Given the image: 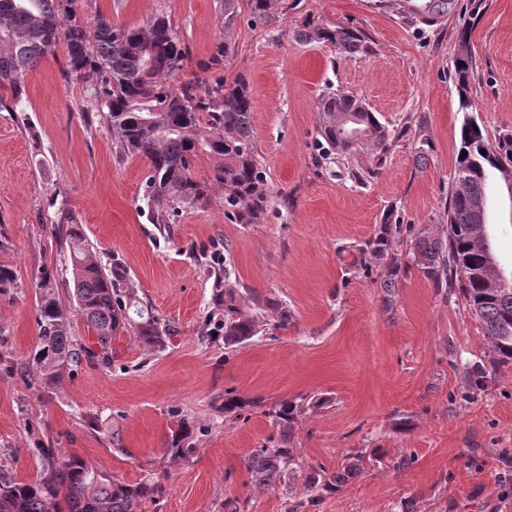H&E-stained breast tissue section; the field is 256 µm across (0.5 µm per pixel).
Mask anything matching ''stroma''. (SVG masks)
I'll list each match as a JSON object with an SVG mask.
<instances>
[{
	"instance_id": "obj_1",
	"label": "stroma",
	"mask_w": 512,
	"mask_h": 512,
	"mask_svg": "<svg viewBox=\"0 0 512 512\" xmlns=\"http://www.w3.org/2000/svg\"><path fill=\"white\" fill-rule=\"evenodd\" d=\"M402 2L280 0L275 20L256 26L248 0L229 25L224 0H76L88 26L168 17L188 47L183 79H248L270 204L261 223L235 224L216 190L173 223H151L145 161L124 155L87 92L65 82L62 56L26 76L23 111H0V264L22 288L0 298V360H24L36 343L44 271L75 342L96 344L73 310L64 211L175 334L160 353L118 336L112 366L82 364L51 391L0 370V459L18 479L39 475L32 448L42 439L123 482H161L165 494L146 512H224L228 497L248 512H285L308 468L331 472L358 453L362 474L305 512H512V363L492 368L482 322L411 249L447 221L464 119L454 74L462 29L476 62L472 116L490 141L512 133V0H452L430 23ZM305 24L356 30L367 50L301 41ZM222 46L229 54L213 65ZM336 90L368 103L391 132L385 156L359 151V166L374 171L362 182L319 155L317 104ZM495 187L490 233L512 269V190ZM217 258L238 291L287 303V329L230 349L207 335L205 271ZM483 367L479 390L469 376ZM228 391L239 414L219 409ZM303 397L319 405L295 425L300 469L290 487L255 489L247 454L278 440L272 408ZM181 418L194 435L173 465L164 448Z\"/></svg>"
}]
</instances>
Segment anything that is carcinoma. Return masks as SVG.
<instances>
[{
  "mask_svg": "<svg viewBox=\"0 0 512 512\" xmlns=\"http://www.w3.org/2000/svg\"><path fill=\"white\" fill-rule=\"evenodd\" d=\"M74 0H0V111L23 108L25 77L58 47L65 48L63 73L79 80L94 99L124 153L147 161L146 198L156 207L153 223L167 224L180 208L207 202L211 192H224V214L236 224L260 223L269 207L266 172L259 159L251 123L254 99L248 81L238 76L226 83L217 78L181 80L186 48L170 19L158 16L137 28L117 27L101 16L89 31L70 18ZM252 23L275 19L277 0H248ZM297 36L328 43L341 53L365 51L360 34L345 27H305ZM469 33H461L462 52L455 60L460 107L471 108L466 95L474 72L468 49ZM358 119L353 136L341 122ZM318 135L325 156L350 160L356 146L371 144L382 162L389 129L363 100L344 92L329 93L318 102ZM455 187L448 207V223L436 233L422 231L412 243L413 255L430 277L448 275L457 283L470 310L481 320L490 344L492 364L512 362V285L490 288L498 261L486 229L488 189L494 173L512 184V134L494 144L472 117L464 119ZM485 153H480V150ZM212 161L207 180L193 175L196 158ZM60 223L72 266L76 311L95 335L97 350L74 343L69 320L56 297L51 278L40 277L36 323L37 343L30 357L11 366L26 380L40 378L48 388L62 385L82 360L112 361V341L124 334L150 352L164 350L174 329L134 290L123 287L124 267H106L96 258L83 225L61 214ZM229 268L209 272L210 304L217 312L211 332L224 337L227 348L241 347L265 331V313H276L275 329L292 319L288 306L277 299L248 304V297L230 287ZM18 288L12 268L0 265V297L11 298ZM306 407L282 401L271 411L280 438L272 446L254 448L245 466L251 484L270 488L286 484L300 466L293 449L295 420ZM193 426L180 419L165 451L176 464L189 452ZM41 473L21 481L11 468L0 465V512H145L160 500L165 488L145 479L126 484L96 473L81 457L66 455L49 445L34 449ZM363 456L347 457L336 470L312 469L304 482L305 500L287 501L285 512H302L323 494L336 492L363 471Z\"/></svg>",
  "mask_w": 512,
  "mask_h": 512,
  "instance_id": "obj_1",
  "label": "carcinoma"
}]
</instances>
